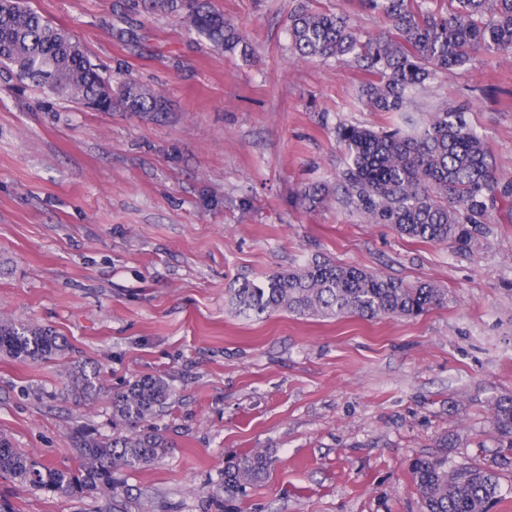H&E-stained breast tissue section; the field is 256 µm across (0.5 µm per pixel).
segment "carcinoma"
<instances>
[{
  "label": "carcinoma",
  "mask_w": 512,
  "mask_h": 512,
  "mask_svg": "<svg viewBox=\"0 0 512 512\" xmlns=\"http://www.w3.org/2000/svg\"><path fill=\"white\" fill-rule=\"evenodd\" d=\"M127 9L148 15H184L187 31L226 54L251 55L246 35L214 9L209 0H126ZM363 0L382 19L380 29L362 35L348 20L297 0L288 18L290 49L322 63L351 61L373 76L361 89L364 104L387 114L407 110L413 94L440 73L469 62L478 53L512 50V0ZM20 83L69 98L98 112L116 105L129 112L159 116L168 101L140 81L123 77L110 91L111 78L92 64L80 43L53 26L25 0L0 4V69ZM336 141L344 150L340 202L370 224H385L423 243H448L469 250L490 232L493 212L512 191L495 181L481 135L465 119L462 106L442 107L421 126L390 125L371 130L339 122ZM335 195L327 183H313L301 194L316 209ZM242 313L260 317L288 312L299 317H418L448 301V289L433 281L407 284L363 268L314 259L288 272L233 289ZM65 350L55 331L0 320V356L18 361H50ZM70 396L96 399L104 387L97 373L80 367L70 375ZM171 393L162 377H147L110 392L112 430L104 438L85 432L78 439L80 467L52 468L0 438V474L36 489L72 495L91 487L119 490L118 470H135L160 459L169 447L146 422ZM499 447L512 452V398L492 402ZM270 459L248 452L227 462L223 488L234 493L266 476ZM413 486L425 512H490L500 500L499 478L491 467L451 471L446 462L422 458L411 463Z\"/></svg>",
  "instance_id": "cac0c4a2"
}]
</instances>
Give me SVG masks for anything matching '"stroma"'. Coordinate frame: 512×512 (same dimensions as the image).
<instances>
[{
    "instance_id": "obj_1",
    "label": "stroma",
    "mask_w": 512,
    "mask_h": 512,
    "mask_svg": "<svg viewBox=\"0 0 512 512\" xmlns=\"http://www.w3.org/2000/svg\"><path fill=\"white\" fill-rule=\"evenodd\" d=\"M119 2L28 0L103 75L128 72L165 95L162 120L0 74V318L68 343L51 361L0 357V435L75 467L81 433H112L107 399L65 396L84 363L107 388L167 379L173 395L151 423L171 446L122 471L115 497L1 475L0 497L14 512H215L216 495L225 512H424L409 465L437 457L452 470L496 465L493 512H512L488 409L512 397V213L497 209L492 234L460 252L365 223L335 198L304 210L300 191L343 168L321 115L388 122L359 99L368 74L292 59L294 0H211L247 36L248 58L214 51L173 14L127 16L134 38L118 40ZM418 101L465 106L498 183L512 185V55H478ZM314 258L437 282L448 303L373 321L239 314V282ZM249 451L272 458L267 478L224 495L227 459Z\"/></svg>"
}]
</instances>
